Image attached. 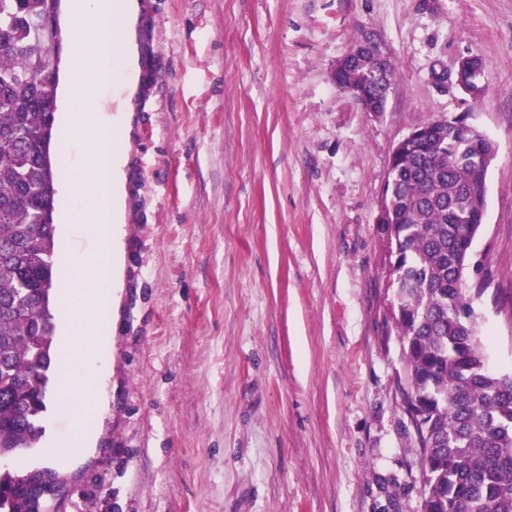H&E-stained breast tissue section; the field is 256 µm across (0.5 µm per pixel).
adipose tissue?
Segmentation results:
<instances>
[{
    "instance_id": "obj_1",
    "label": "adipose tissue",
    "mask_w": 512,
    "mask_h": 512,
    "mask_svg": "<svg viewBox=\"0 0 512 512\" xmlns=\"http://www.w3.org/2000/svg\"><path fill=\"white\" fill-rule=\"evenodd\" d=\"M112 257L105 254L90 264L80 265L79 271L87 281L88 290L66 292L62 316L66 324V364L81 362L82 373L76 389L88 396L90 403L73 422L69 441L71 456H78L92 442L96 422V381L100 369L101 354L94 325V309L103 296L109 295L112 285Z\"/></svg>"
}]
</instances>
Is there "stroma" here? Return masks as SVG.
I'll return each instance as SVG.
<instances>
[{"label": "stroma", "mask_w": 512, "mask_h": 512, "mask_svg": "<svg viewBox=\"0 0 512 512\" xmlns=\"http://www.w3.org/2000/svg\"><path fill=\"white\" fill-rule=\"evenodd\" d=\"M135 62L98 90L129 98L116 263L95 325L97 434L66 447L82 397L51 379L38 447L58 512H420L375 220L395 145L467 118L497 153L469 281L479 334L512 373V0H131ZM395 65L384 111L333 67L363 35ZM486 91L456 85L461 58Z\"/></svg>", "instance_id": "stroma-1"}]
</instances>
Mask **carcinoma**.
Returning a JSON list of instances; mask_svg holds the SVG:
<instances>
[{
    "label": "carcinoma",
    "mask_w": 512,
    "mask_h": 512,
    "mask_svg": "<svg viewBox=\"0 0 512 512\" xmlns=\"http://www.w3.org/2000/svg\"><path fill=\"white\" fill-rule=\"evenodd\" d=\"M60 0H0V458L34 448L49 402L60 76L50 25ZM394 68L362 55L336 84L386 107ZM479 148L437 123L395 153L378 232L402 350L403 409L422 466L420 512H512V376L489 369L467 286L485 212ZM36 480L0 474V512H49Z\"/></svg>",
    "instance_id": "cac0c4a2"
}]
</instances>
